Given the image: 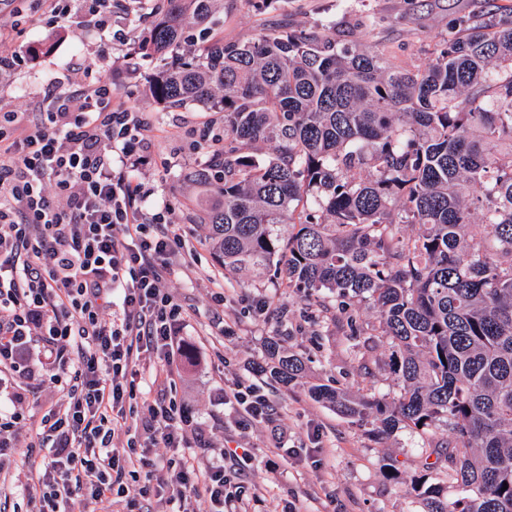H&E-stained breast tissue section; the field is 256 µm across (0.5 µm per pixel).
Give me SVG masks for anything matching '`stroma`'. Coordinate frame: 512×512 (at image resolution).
Instances as JSON below:
<instances>
[{"mask_svg":"<svg viewBox=\"0 0 512 512\" xmlns=\"http://www.w3.org/2000/svg\"><path fill=\"white\" fill-rule=\"evenodd\" d=\"M158 2L124 0L121 13L131 39L114 46L108 76L133 111L148 113L157 129L152 161L126 171L145 190L138 204L150 212L170 209L173 222L189 233L194 261L191 272L177 274L166 283L187 312L176 336L183 351L170 365L143 358L138 398H157L162 383L175 379L177 401L205 429L214 447L242 444L263 457L270 453L265 428L255 426L238 433L230 426L219 396L221 388L241 377L262 385L288 430L290 445L316 444L320 450L312 463L284 462L274 469L258 464L245 469L240 481L247 493L258 496L252 512H281L287 500L295 503L298 512H421V498L414 488L421 475L447 487L449 498L459 497L447 464L431 455L428 435L403 427L374 440L369 425L312 400L306 383L284 388L255 373L254 365L266 344L277 338L288 350L308 359L310 378L360 395L398 392L389 369V345L383 342L373 350H360L349 334L348 317L362 325L375 322L372 307L355 304L345 312L332 300L320 309L303 302L294 289L273 276L257 280L226 271L216 262L207 228L194 218L198 191L182 179L200 161L182 133L223 121L224 115L197 104L169 112L147 92V78L156 61L139 49L147 29L141 18ZM43 5V0H0V26L17 33V47L28 58L24 67L0 82V106L18 112L47 111V85L70 89L75 73L98 60L99 40L84 17L75 12L51 28L38 21ZM480 10L510 18L512 0H273L266 7L258 0H224L214 32L235 41L279 26L310 29L324 24L335 38L421 69L433 58L442 34ZM219 291L224 294L220 306L211 300L212 293ZM256 297L269 303L266 320L243 313L247 300ZM220 319L232 322L233 335H212ZM28 366L38 373L41 368L36 358ZM61 398L60 386L40 373L34 381L17 376L12 386L0 390V408L18 407L25 416L10 437L17 450H25L32 441L30 420L40 419ZM37 482V470L18 461L6 463L0 470V512H26L22 490Z\"/></svg>","mask_w":512,"mask_h":512,"instance_id":"35a3bbf8","label":"stroma"}]
</instances>
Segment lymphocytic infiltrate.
Instances as JSON below:
<instances>
[{
    "label": "lymphocytic infiltrate",
    "instance_id": "1",
    "mask_svg": "<svg viewBox=\"0 0 512 512\" xmlns=\"http://www.w3.org/2000/svg\"><path fill=\"white\" fill-rule=\"evenodd\" d=\"M44 3L51 25L80 11L100 36L102 60L130 39L112 25V0ZM51 102L35 119L0 113V370L23 356L33 327L64 343L54 367L64 401L32 426L42 458L24 455L40 472L30 512H72L75 503L84 512H112L133 493L181 508L203 496L209 512H248L229 468L253 465L249 448H220L200 463L168 459L160 487L146 481L128 490L132 467L155 464L146 445L181 447L192 421L173 399L130 405L129 373L143 353L167 363L178 354L175 334L186 312L164 283L190 270L193 250L169 209L138 207L141 187L125 175L150 160V119L89 67ZM116 291L121 305L103 317ZM223 399L235 429L263 425L278 457L299 458L263 389L239 381L224 388Z\"/></svg>",
    "mask_w": 512,
    "mask_h": 512
}]
</instances>
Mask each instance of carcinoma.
Masks as SVG:
<instances>
[{"instance_id":"obj_1","label":"carcinoma","mask_w":512,"mask_h":512,"mask_svg":"<svg viewBox=\"0 0 512 512\" xmlns=\"http://www.w3.org/2000/svg\"><path fill=\"white\" fill-rule=\"evenodd\" d=\"M218 11L163 0L143 43L155 101L224 113L221 176L184 174L216 260L370 303L351 335L386 339L398 394L311 396L376 437L448 433L462 496L421 477L423 512H512V19L471 17L421 70L317 28L226 42ZM255 371L287 387L306 365L274 341Z\"/></svg>"}]
</instances>
